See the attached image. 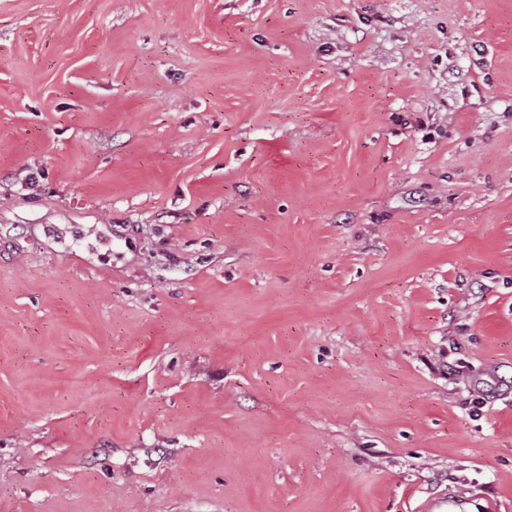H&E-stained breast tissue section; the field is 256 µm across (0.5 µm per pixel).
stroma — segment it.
<instances>
[{
    "instance_id": "1",
    "label": "stroma",
    "mask_w": 512,
    "mask_h": 512,
    "mask_svg": "<svg viewBox=\"0 0 512 512\" xmlns=\"http://www.w3.org/2000/svg\"><path fill=\"white\" fill-rule=\"evenodd\" d=\"M0 512H512V0H0Z\"/></svg>"
}]
</instances>
